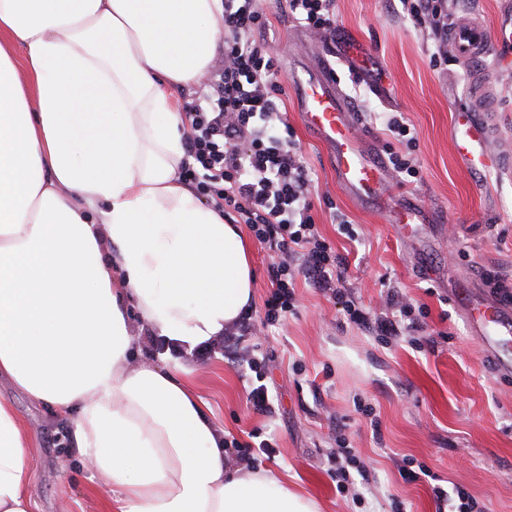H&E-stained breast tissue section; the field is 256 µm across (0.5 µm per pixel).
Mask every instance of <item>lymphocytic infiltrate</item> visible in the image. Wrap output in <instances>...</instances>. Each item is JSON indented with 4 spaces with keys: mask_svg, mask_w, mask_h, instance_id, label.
<instances>
[{
    "mask_svg": "<svg viewBox=\"0 0 512 512\" xmlns=\"http://www.w3.org/2000/svg\"><path fill=\"white\" fill-rule=\"evenodd\" d=\"M415 27L428 31L431 62L448 59L451 9L472 7L475 0H399ZM299 24L335 40V0H286ZM267 18L257 0H224V64L210 81L208 106L186 103L184 179L232 222L248 227L272 253L271 291L259 323L242 321V330L258 334L285 318L296 301L298 279L343 296L347 265L320 241L311 215V175L291 137L280 109L278 55L264 38ZM348 320L389 336L415 331L420 321L411 302L388 289L379 311L349 302Z\"/></svg>",
    "mask_w": 512,
    "mask_h": 512,
    "instance_id": "f902f5d3",
    "label": "lymphocytic infiltrate"
}]
</instances>
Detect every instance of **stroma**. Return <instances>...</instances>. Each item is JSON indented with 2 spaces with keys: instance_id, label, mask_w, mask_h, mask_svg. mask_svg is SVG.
Returning a JSON list of instances; mask_svg holds the SVG:
<instances>
[{
  "instance_id": "stroma-1",
  "label": "stroma",
  "mask_w": 512,
  "mask_h": 512,
  "mask_svg": "<svg viewBox=\"0 0 512 512\" xmlns=\"http://www.w3.org/2000/svg\"><path fill=\"white\" fill-rule=\"evenodd\" d=\"M284 0H259L265 37L279 53L278 79L293 140L313 179L312 215L321 237L345 258L346 294L375 308L388 286L425 312L421 330L379 339L349 322L341 300L299 283V303L267 336L247 335L237 352L223 339L192 349L155 333L141 338L155 362L189 370V380L233 456L273 468L289 486L320 501L323 512H438L428 482L405 481L402 459L426 465L443 485L467 491L485 512H512V375L496 374L451 297L455 286L489 295L485 279L512 283V72L497 78L491 150L502 164L474 176L450 138L452 114L466 98L470 73L456 61L433 65L427 32L402 15L398 0H335V42L299 26ZM328 61L364 126L363 147L386 157L402 145L377 115L404 117L416 137L417 180L391 177L381 202L361 206L336 181L327 152L298 118L290 75L297 65ZM412 200L427 224L402 233L388 221ZM342 212L353 229L334 219ZM250 352L257 371L240 364ZM262 381L269 413L255 411L249 387ZM12 401L35 439L31 491L38 512H106L107 493L69 448L57 445L53 413L8 382ZM371 405L374 418L357 412ZM344 433L371 481L361 500L340 491L330 459Z\"/></svg>"
}]
</instances>
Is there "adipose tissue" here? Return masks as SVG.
Masks as SVG:
<instances>
[{
    "label": "adipose tissue",
    "mask_w": 512,
    "mask_h": 512,
    "mask_svg": "<svg viewBox=\"0 0 512 512\" xmlns=\"http://www.w3.org/2000/svg\"><path fill=\"white\" fill-rule=\"evenodd\" d=\"M223 39L224 0H0V377L65 419L107 512H322L137 358L139 327L193 347L254 298L239 225L181 176L178 95ZM33 446L0 397V512H34Z\"/></svg>",
    "instance_id": "ef3b65f1"
}]
</instances>
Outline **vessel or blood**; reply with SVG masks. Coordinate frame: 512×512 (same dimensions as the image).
<instances>
[{"label": "vessel or blood", "mask_w": 512, "mask_h": 512, "mask_svg": "<svg viewBox=\"0 0 512 512\" xmlns=\"http://www.w3.org/2000/svg\"><path fill=\"white\" fill-rule=\"evenodd\" d=\"M448 39L460 63L471 72L470 102L457 106L452 131L458 154L472 173L498 166L488 151L491 129L486 115L473 107L474 99L489 96L491 73L484 60L496 45L512 46V27L491 33L477 19L457 22L448 28ZM301 123L314 132L328 149L330 165L338 183L354 198L372 201L388 185L387 172L379 159L367 157L361 133L351 120V108L339 91V79L331 65L293 78ZM456 302L473 336L477 337L494 370L512 374V306L494 299L480 300L471 290H458Z\"/></svg>", "instance_id": "b4317fda"}]
</instances>
